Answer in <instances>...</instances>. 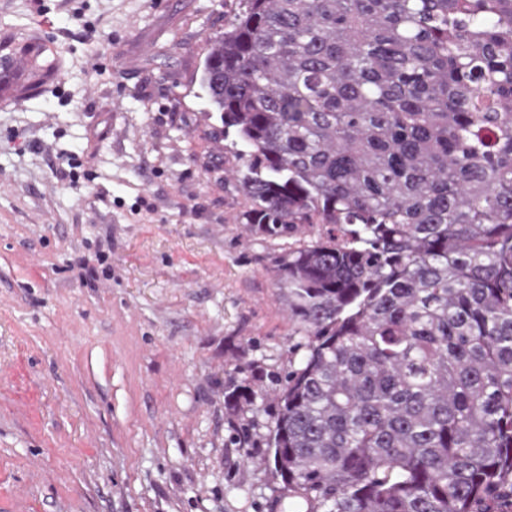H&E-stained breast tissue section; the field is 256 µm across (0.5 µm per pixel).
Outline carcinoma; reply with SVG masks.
<instances>
[{"label":"carcinoma","instance_id":"carcinoma-1","mask_svg":"<svg viewBox=\"0 0 512 512\" xmlns=\"http://www.w3.org/2000/svg\"><path fill=\"white\" fill-rule=\"evenodd\" d=\"M306 339L267 461L297 512L512 504V0H238L199 78ZM262 394L229 380L224 409Z\"/></svg>","mask_w":512,"mask_h":512}]
</instances>
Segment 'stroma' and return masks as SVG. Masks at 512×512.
<instances>
[{
    "label": "stroma",
    "mask_w": 512,
    "mask_h": 512,
    "mask_svg": "<svg viewBox=\"0 0 512 512\" xmlns=\"http://www.w3.org/2000/svg\"><path fill=\"white\" fill-rule=\"evenodd\" d=\"M235 5L0 0V512H279L275 395L224 411L303 357L198 83ZM246 386L238 385L233 379H230L226 384L224 383V409L229 415L238 414L244 404L251 407H256L257 400L262 399V391H257L250 388L245 392Z\"/></svg>",
    "instance_id": "35a3bbf8"
}]
</instances>
